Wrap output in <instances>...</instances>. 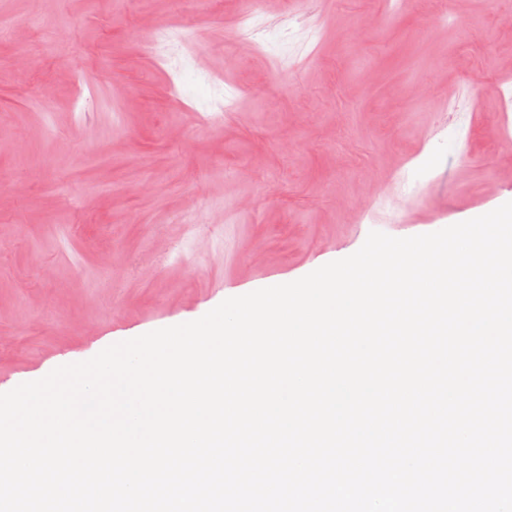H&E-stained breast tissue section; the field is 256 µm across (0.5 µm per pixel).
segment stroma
Segmentation results:
<instances>
[{
	"mask_svg": "<svg viewBox=\"0 0 512 512\" xmlns=\"http://www.w3.org/2000/svg\"><path fill=\"white\" fill-rule=\"evenodd\" d=\"M508 8L323 0L312 41L273 29L233 62L242 0H0V392L356 252L370 231L432 233L512 201ZM144 16L173 35L169 62L145 52ZM478 67L487 83L458 98ZM412 77L430 100L406 97Z\"/></svg>",
	"mask_w": 512,
	"mask_h": 512,
	"instance_id": "obj_1",
	"label": "stroma"
}]
</instances>
